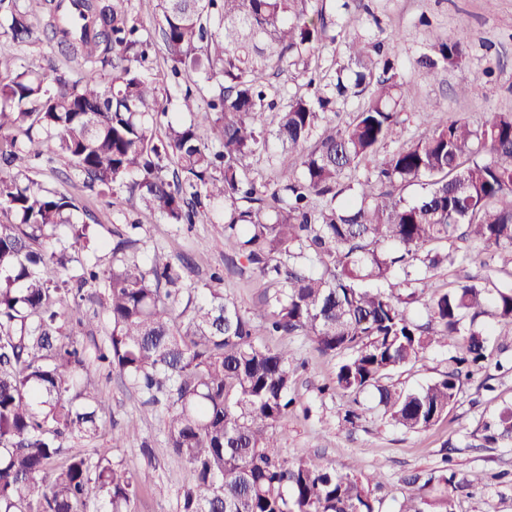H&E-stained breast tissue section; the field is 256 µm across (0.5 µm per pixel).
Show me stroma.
Masks as SVG:
<instances>
[{
  "label": "stroma",
  "mask_w": 512,
  "mask_h": 512,
  "mask_svg": "<svg viewBox=\"0 0 512 512\" xmlns=\"http://www.w3.org/2000/svg\"><path fill=\"white\" fill-rule=\"evenodd\" d=\"M157 3L128 0L127 4L129 23L137 24L142 39L151 43L144 71L157 78L166 112L185 122L195 121L201 134L210 135L211 122L204 113L193 115L181 109L185 91L199 92L207 89L208 83L197 76L172 77L155 27ZM322 5L331 22V38L308 60L271 77L276 108H283L290 96L305 93L306 69L332 79L347 64L346 42L372 40L382 32L390 38L388 51L395 59V73L406 101L400 116L402 133L384 145V152L398 150L421 132L450 120L476 124L489 111L512 112V0H323ZM458 35L465 38L462 59L439 66L435 78H426L420 59L438 58L439 42ZM29 60L44 70H57L70 81L83 75L82 65L47 40L21 43L0 36V74ZM428 101L437 102L439 111H424ZM26 174L43 189L75 199L79 206L76 219L97 225L102 245L93 259L102 270L112 267L111 244L117 233L132 228L138 244L125 258L143 270L151 269L160 252L188 258L182 300L198 301L211 272L217 269L224 272L225 297L241 312H251L264 299L265 284L244 258H237L231 266L225 264L219 225L168 224L140 201L112 203L52 153L28 162ZM298 174L287 149L273 139L250 161V176L260 185L282 183ZM468 253L462 264L438 269L440 285L450 286L467 274L497 284L512 282V252L472 247ZM258 342L272 349H288L298 361L291 390L295 410L276 428L284 456H309L339 473H377L379 485L371 490L375 512H396L399 503L416 490L410 477L427 474L443 463L461 485L454 494L456 512H512V443H482L484 422L503 406L512 405V348L495 352L492 361L464 383L438 422L426 430L408 432L388 420L371 391L358 397L361 418L356 424H347L344 414L350 398L334 388L339 360L321 354L306 337L262 334ZM457 347V339L449 338L446 347L427 351L395 372L392 384L416 389L439 378L450 367ZM89 370L110 404L111 421L123 441L120 447H113L105 433L91 441L71 440L69 448L109 452L113 461L140 473L143 483L136 512H176L191 472L176 461L167 445L162 431L164 410H145L141 394L117 372L95 364ZM476 474L481 477L477 483L472 480Z\"/></svg>",
  "instance_id": "stroma-1"
}]
</instances>
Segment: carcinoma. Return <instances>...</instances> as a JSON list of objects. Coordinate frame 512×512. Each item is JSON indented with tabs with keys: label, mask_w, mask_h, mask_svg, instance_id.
<instances>
[{
	"label": "carcinoma",
	"mask_w": 512,
	"mask_h": 512,
	"mask_svg": "<svg viewBox=\"0 0 512 512\" xmlns=\"http://www.w3.org/2000/svg\"><path fill=\"white\" fill-rule=\"evenodd\" d=\"M17 2L0 0V9L11 16L7 34L24 41L36 30ZM126 2L83 0L89 41L47 25L73 56L112 54L110 85L93 69L72 82L30 65L0 76V213L14 216L0 222V512H92L96 499L109 512H135L139 474L105 454L64 456L71 438L94 440L105 428L109 408L88 375L92 358L126 377L144 405L166 408L168 447L192 472L178 512H374V477L281 456L275 428L292 403L293 355L262 347L254 319L224 289H207L181 320V266L157 258L146 272L120 258L138 243L126 236L112 247V270H100L80 257L96 233L70 223L76 202L11 168L51 150L87 183L111 195L125 187L128 200L170 224H212L213 205L224 204L225 245L280 285L255 319L341 357L337 389L376 391L394 425L420 431L448 411L470 368L490 357L491 341L512 346V283L467 277L442 289L434 281L439 266L465 259L441 250L450 239L512 251V113L493 111L476 126L450 120L379 156L398 134L404 103L393 62L382 57L384 37L345 45L353 85L338 71L330 96L309 79L311 92L294 96L268 129L259 123L274 108L266 77L328 38L323 10L308 13L311 0H159L172 75L204 73L217 84L214 94L183 101L186 112L215 115L210 140L163 111L157 82L140 69L143 43ZM463 52L461 38L439 46L444 62ZM351 88L366 100L340 126L327 114ZM270 135L296 156L302 178L261 194L246 160ZM368 165L369 176L351 179ZM408 185L425 187L413 204L396 193ZM60 227L68 245L45 246ZM47 264L60 283L41 276ZM415 282L431 292L424 321L406 312L420 298ZM92 285L104 289L110 331L91 357L64 330L62 307ZM487 315L499 329L480 322ZM450 336L461 337V352L448 372L416 391L387 383ZM485 431L489 442H512V406ZM452 481L440 470L398 512H422L413 502L427 503L431 483L439 512H454Z\"/></svg>",
	"instance_id": "carcinoma-1"
}]
</instances>
